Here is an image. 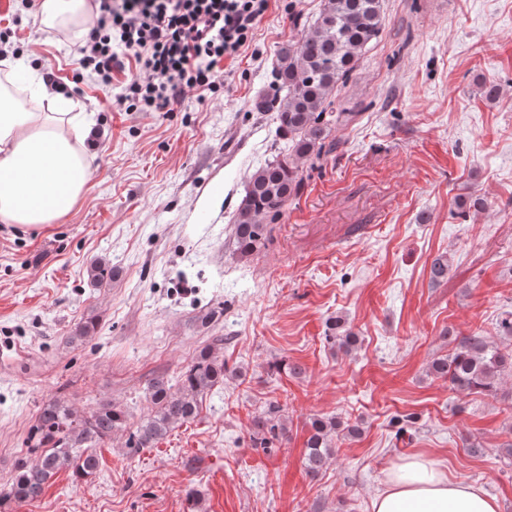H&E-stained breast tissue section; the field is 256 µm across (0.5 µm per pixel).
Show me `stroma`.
Wrapping results in <instances>:
<instances>
[{"label":"stroma","instance_id":"stroma-1","mask_svg":"<svg viewBox=\"0 0 512 512\" xmlns=\"http://www.w3.org/2000/svg\"><path fill=\"white\" fill-rule=\"evenodd\" d=\"M320 6L273 0L216 91L170 112L113 105L71 63L76 30L19 26L35 64L88 115L92 174L56 223H0V486L49 399L83 416L111 403L136 425L150 379H177L216 336L232 374L154 447L128 457L116 432L92 478L60 472L5 512H371L388 471L416 455L512 512V378L484 396L430 371L454 337L496 339L512 310V0H385L381 38L336 98L357 120L336 130L337 153L304 164L270 242L245 258L233 217L280 146L272 113L255 105L274 93L280 47ZM483 81L501 96L482 98ZM473 196L484 208L461 210ZM441 253L448 276L436 283ZM98 261L116 274L93 288ZM213 308L219 317L202 322ZM91 316L92 337L71 344ZM337 320L360 338L351 350L329 339ZM280 359L301 374H270ZM267 401L287 421L264 449L252 433ZM314 415L362 432L311 475ZM401 427L412 440L400 449Z\"/></svg>","mask_w":512,"mask_h":512}]
</instances>
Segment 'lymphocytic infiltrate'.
<instances>
[{
    "instance_id": "f902f5d3",
    "label": "lymphocytic infiltrate",
    "mask_w": 512,
    "mask_h": 512,
    "mask_svg": "<svg viewBox=\"0 0 512 512\" xmlns=\"http://www.w3.org/2000/svg\"><path fill=\"white\" fill-rule=\"evenodd\" d=\"M272 0H92L78 68L118 85L129 112H166L185 91L213 92L224 61L249 46Z\"/></svg>"
}]
</instances>
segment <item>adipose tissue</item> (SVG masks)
<instances>
[{"mask_svg":"<svg viewBox=\"0 0 512 512\" xmlns=\"http://www.w3.org/2000/svg\"><path fill=\"white\" fill-rule=\"evenodd\" d=\"M37 12L48 27L91 16L86 0H39ZM28 81L50 109L28 111L0 84V221L37 226L57 222L83 195L91 178L90 129L73 99L50 92L37 74ZM371 512H498V504L471 482L448 477L436 461L411 456L388 472Z\"/></svg>","mask_w":512,"mask_h":512,"instance_id":"ef3b65f1","label":"adipose tissue"}]
</instances>
